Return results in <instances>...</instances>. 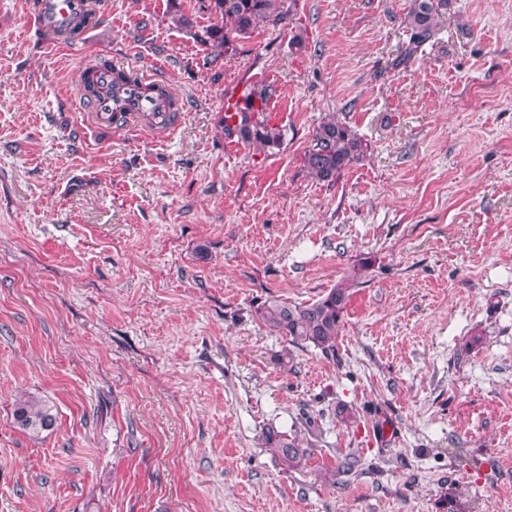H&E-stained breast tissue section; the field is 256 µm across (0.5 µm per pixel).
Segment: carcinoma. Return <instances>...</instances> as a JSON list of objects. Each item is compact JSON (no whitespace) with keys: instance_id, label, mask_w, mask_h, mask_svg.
<instances>
[{"instance_id":"cac0c4a2","label":"carcinoma","mask_w":512,"mask_h":512,"mask_svg":"<svg viewBox=\"0 0 512 512\" xmlns=\"http://www.w3.org/2000/svg\"><path fill=\"white\" fill-rule=\"evenodd\" d=\"M288 0H209L208 9L217 22L205 31L207 40L216 47L229 49L232 43L259 28L285 23L291 9ZM448 7V0H413L405 23L411 30V41L419 45L435 31L439 12ZM276 89L271 85H254L244 95V105L232 114H224V134L235 135L246 145L262 150L281 146L284 133L270 123L265 112L267 101ZM369 150L367 141L346 124L335 119L323 121L313 134L304 153V166L319 181L332 183L350 165L360 161ZM358 282L345 277L320 298L306 303H288L272 298L256 308V314L273 333L286 338L294 347L313 346L328 354L335 351L336 337L351 290ZM13 418L24 432L39 435L54 427L56 416L52 406L43 400L25 397L15 404ZM263 447L289 470L300 468L308 457L300 435H289L269 425L263 432Z\"/></svg>"}]
</instances>
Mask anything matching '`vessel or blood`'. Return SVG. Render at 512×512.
<instances>
[{
  "label": "vessel or blood",
  "instance_id": "b4317fda",
  "mask_svg": "<svg viewBox=\"0 0 512 512\" xmlns=\"http://www.w3.org/2000/svg\"><path fill=\"white\" fill-rule=\"evenodd\" d=\"M105 12V0H38L33 14L36 30L47 40L59 46L67 45L66 35L72 21L88 8ZM124 65L120 62H100L87 65L81 80H93L99 93L90 103L95 125H129L138 121L158 133L173 130L183 103L176 95L159 94L151 90L148 78L138 82H122L117 78Z\"/></svg>",
  "mask_w": 512,
  "mask_h": 512
}]
</instances>
